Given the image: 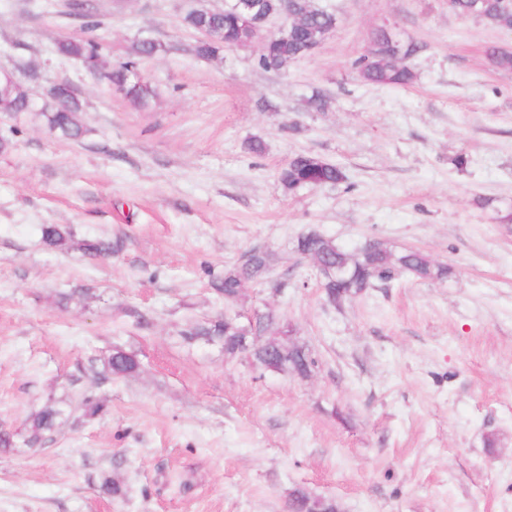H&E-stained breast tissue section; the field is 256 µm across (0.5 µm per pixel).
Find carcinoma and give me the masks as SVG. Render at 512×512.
<instances>
[{"label": "carcinoma", "mask_w": 512, "mask_h": 512, "mask_svg": "<svg viewBox=\"0 0 512 512\" xmlns=\"http://www.w3.org/2000/svg\"><path fill=\"white\" fill-rule=\"evenodd\" d=\"M299 10L305 11L302 24L292 28L285 39L275 38L259 51L257 65L267 72L279 70L284 63L301 59L312 54V35L326 32L336 26V14L316 5L315 0H300L296 3ZM72 8L83 12L81 29L83 35L68 38L56 44L58 56L78 60L84 64H93L99 59V42L95 31L100 26L96 15L89 9L87 0H74ZM187 27L197 29L202 26L214 27L223 35V47L237 45L247 36L240 17L231 10L208 15L200 11H191L184 16ZM413 45L400 44L388 47L387 55L373 58L364 55L358 61L361 77L368 83L378 86H406L413 79L408 60L415 54ZM488 57L495 68L512 71V53H504L496 48L488 50ZM109 80L122 86L125 95L137 104H144L152 95L151 86L139 74L137 62L122 63L109 73ZM40 113L44 125L57 137L78 141L85 129L76 119L81 111L80 99L72 97L69 109L59 112L49 105L34 109L27 105L24 95L0 92V112ZM278 178L283 188L289 192L304 187L337 185L346 180L343 169L336 163L325 160L312 153H298L279 170ZM42 239L50 248L66 249L72 242L71 232L57 224L42 227ZM296 249L302 256L319 260L322 272L319 273L320 287L331 304L340 305L351 297L366 292L377 284H387L393 280L410 275L420 280L443 281L451 271L448 267L435 263L431 257L419 249H405L395 253L386 246L375 248L361 247L348 252L336 242L315 231H308L297 239ZM276 265L275 255L261 248L250 251L249 260L241 262L224 272V279L213 283V288L224 297V302L234 303L249 284L265 280ZM256 330L259 333L275 331L288 334L285 324L273 313L255 316ZM241 326L232 318H217L197 322L182 332L188 343L203 342L218 345L226 351H234L241 346ZM254 361L262 367L275 371H289L305 376L315 361L309 349L299 348L293 354H281L261 344L253 352ZM107 373L114 379H125L140 370L137 356L120 345L103 360ZM63 410L55 402L45 404L27 418L26 446L41 448L55 432Z\"/></svg>", "instance_id": "carcinoma-1"}]
</instances>
